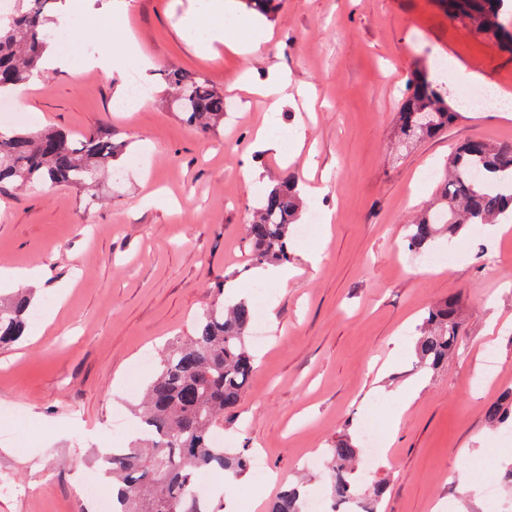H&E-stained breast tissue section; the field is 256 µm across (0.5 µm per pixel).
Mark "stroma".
<instances>
[{"label": "stroma", "instance_id": "obj_1", "mask_svg": "<svg viewBox=\"0 0 512 512\" xmlns=\"http://www.w3.org/2000/svg\"><path fill=\"white\" fill-rule=\"evenodd\" d=\"M201 0H87L86 42L107 45L114 67L58 69L24 87L37 128L70 134L112 132L117 159L96 200L72 187L0 185V266L35 268L41 318L20 342L0 347V512H98L81 483L98 474L104 448H123L132 410L169 341L186 334L220 286L254 296L256 267L244 238L247 219L286 172L322 187L303 214L332 213L298 244L287 287L266 284L255 319L264 339L250 343L255 370L227 447L262 454L276 483L253 474L223 492L211 474L213 504L225 494L246 512H269L279 493L307 478L324 498V468L308 466L337 439L362 440L377 420L388 450L373 477L387 483L380 512H488L482 494H461L453 472L482 474L499 488L512 434L490 429L484 410L512 390V230L486 227L474 239L438 238L449 257L433 270L409 266L405 226L431 201L451 148L470 139L512 142V118L470 111L447 131L398 141L393 118L414 74L439 60L478 66L486 85L512 95V50L469 22L449 18L442 0H281L257 16L271 39L251 57L216 44L194 52L181 24ZM122 11L132 39L103 15ZM205 76L225 91L224 126L204 133L168 104V69ZM251 71L290 77L288 101L228 83ZM145 107L125 101L131 84ZM304 127L296 144L294 130ZM279 136L293 162L256 143L259 128ZM260 170L246 184L242 166ZM456 297L463 345L438 369L415 358L429 306ZM493 346L499 373L475 387L472 365ZM415 394L397 414L387 394Z\"/></svg>", "mask_w": 512, "mask_h": 512}]
</instances>
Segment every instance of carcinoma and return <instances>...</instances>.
Segmentation results:
<instances>
[{
  "label": "carcinoma",
  "instance_id": "obj_1",
  "mask_svg": "<svg viewBox=\"0 0 512 512\" xmlns=\"http://www.w3.org/2000/svg\"><path fill=\"white\" fill-rule=\"evenodd\" d=\"M60 0H11L0 16V96L44 72L47 52L55 43L49 7ZM505 0H462L453 17L470 19L512 43V23L505 19ZM173 91L172 107L190 126L213 131L224 123V90L204 76L183 70L164 72ZM465 112L448 101L441 85L416 75L407 85L397 112L398 135L416 142L448 129ZM112 137L93 131L74 138L61 130L19 131L0 124V184H55L84 188L98 170L112 164ZM512 177V145L481 139L458 146L438 184L434 205L406 226L405 248L417 256L431 251L440 235L453 238L467 227L512 221V193L493 187ZM295 176L290 174L262 196L247 225L252 261L285 264L291 260L293 229L302 211ZM32 296L24 289L0 303V345L26 336ZM253 306L248 300L229 303L218 290L214 305L195 321L184 339L166 348L160 370L137 406L139 439L114 448L105 473L122 486L120 512H214L208 495L196 485L201 471L241 476L250 468L245 449L218 447L213 435L224 429L248 389L254 372L248 348ZM463 343L455 298L430 307L422 319L416 356L426 368L448 362ZM487 423L512 429V391L485 408ZM362 449L340 438L325 450L329 461V500H355L364 512H377L386 483L374 481L365 497L358 494L357 473ZM307 490L297 484L282 491L271 512H301Z\"/></svg>",
  "mask_w": 512,
  "mask_h": 512
}]
</instances>
